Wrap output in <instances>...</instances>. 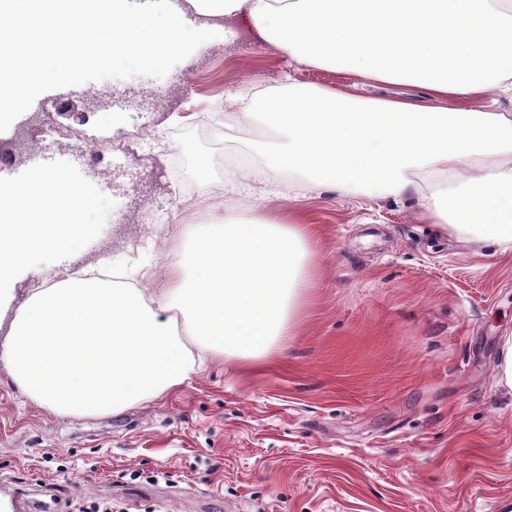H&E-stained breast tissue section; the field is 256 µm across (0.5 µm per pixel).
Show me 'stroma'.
Listing matches in <instances>:
<instances>
[{"instance_id": "stroma-1", "label": "stroma", "mask_w": 512, "mask_h": 512, "mask_svg": "<svg viewBox=\"0 0 512 512\" xmlns=\"http://www.w3.org/2000/svg\"><path fill=\"white\" fill-rule=\"evenodd\" d=\"M226 35L186 41L163 70L127 58L96 72L105 96L141 92L140 109L104 118L74 97L88 72H61L23 111L0 119V184L30 170L27 133L49 99L63 122L89 135H126L155 112L167 167L146 191L166 205L171 182L197 191L189 211L240 216L219 187L236 177L240 197L262 186L220 162L225 144L249 155L260 129L224 118L240 86L269 91L296 82L352 87L370 97L422 99L424 90L372 82L287 61L241 15L218 19ZM95 198L100 232L68 254L49 249L0 279V348L31 288L48 275L117 267L126 284L157 293L194 234L184 224H111L112 175L70 157ZM256 203L304 216L315 280L300 317L270 358H205L177 391L103 416L61 418L22 394L0 356V512H30L48 486L65 512H512V392L497 384L503 337L512 335V251L463 243L418 220V202L341 195L332 188Z\"/></svg>"}]
</instances>
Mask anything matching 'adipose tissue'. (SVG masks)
I'll list each match as a JSON object with an SVG mask.
<instances>
[{"instance_id":"adipose-tissue-1","label":"adipose tissue","mask_w":512,"mask_h":512,"mask_svg":"<svg viewBox=\"0 0 512 512\" xmlns=\"http://www.w3.org/2000/svg\"><path fill=\"white\" fill-rule=\"evenodd\" d=\"M155 22L122 0H55L72 69L107 48L159 69L184 39L211 41L214 19L243 14L289 59L426 91L423 101L367 98L282 82L242 98L239 118L270 129L259 168L371 198L417 196L441 233L512 248V0H188ZM37 0H7L0 27L44 28ZM58 76L0 44V112H18ZM483 99L472 108V99ZM94 198L61 171L0 185V275L52 247L80 251L94 234ZM314 227L260 212L210 222L171 269L172 288L91 278L32 289L5 345L12 379L64 416L105 415L172 392L195 372L191 347L244 361L267 356L314 281ZM183 319L176 335L173 319Z\"/></svg>"}]
</instances>
